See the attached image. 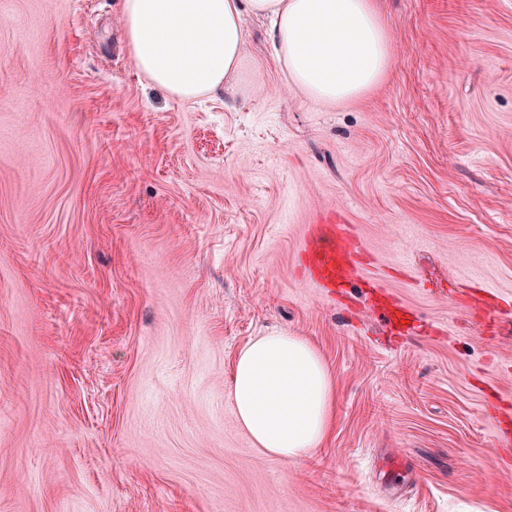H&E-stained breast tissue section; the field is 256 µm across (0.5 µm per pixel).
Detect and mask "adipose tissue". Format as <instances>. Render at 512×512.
Masks as SVG:
<instances>
[{
  "instance_id": "ef3b65f1",
  "label": "adipose tissue",
  "mask_w": 512,
  "mask_h": 512,
  "mask_svg": "<svg viewBox=\"0 0 512 512\" xmlns=\"http://www.w3.org/2000/svg\"><path fill=\"white\" fill-rule=\"evenodd\" d=\"M248 15L268 20L282 69L311 100L358 97L389 66V36L371 0H122L136 69L182 101L214 94L236 74ZM228 396L266 455L298 460L327 436L332 378L301 337L274 334L249 343L237 359Z\"/></svg>"
}]
</instances>
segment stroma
Instances as JSON below:
<instances>
[{
	"label": "stroma",
	"mask_w": 512,
	"mask_h": 512,
	"mask_svg": "<svg viewBox=\"0 0 512 512\" xmlns=\"http://www.w3.org/2000/svg\"><path fill=\"white\" fill-rule=\"evenodd\" d=\"M373 4L391 65L326 106L258 20L228 89L180 102L121 0H0V512H512V0ZM322 211L421 334L303 279ZM274 332L336 388L288 463L227 399Z\"/></svg>",
	"instance_id": "stroma-1"
}]
</instances>
